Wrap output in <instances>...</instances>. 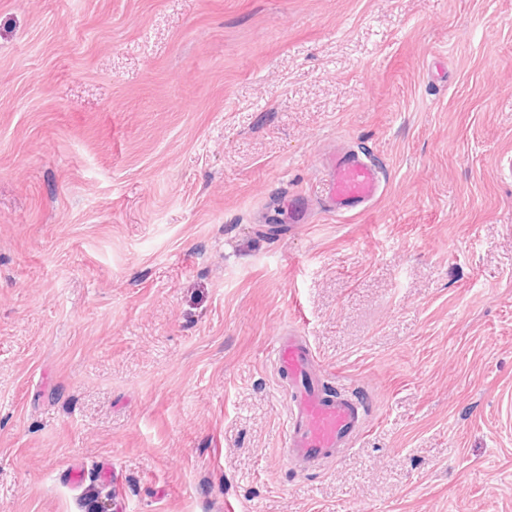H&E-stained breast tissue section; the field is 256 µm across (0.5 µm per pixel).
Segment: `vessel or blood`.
I'll return each instance as SVG.
<instances>
[{
    "instance_id": "obj_1",
    "label": "vessel or blood",
    "mask_w": 512,
    "mask_h": 512,
    "mask_svg": "<svg viewBox=\"0 0 512 512\" xmlns=\"http://www.w3.org/2000/svg\"><path fill=\"white\" fill-rule=\"evenodd\" d=\"M324 206L330 213L360 211L385 191L381 168L362 156L334 152L319 161ZM271 361L287 381L284 455L292 470L307 473L352 448L366 424L365 401L345 388H329L307 336L296 328L274 337Z\"/></svg>"
}]
</instances>
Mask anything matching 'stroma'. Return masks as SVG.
<instances>
[{"label": "stroma", "instance_id": "obj_1", "mask_svg": "<svg viewBox=\"0 0 512 512\" xmlns=\"http://www.w3.org/2000/svg\"><path fill=\"white\" fill-rule=\"evenodd\" d=\"M292 325L369 401L307 474ZM228 499L512 512V0H0V512ZM324 207L332 214L360 211L385 191L381 168L362 156L333 152L319 161Z\"/></svg>", "mask_w": 512, "mask_h": 512}]
</instances>
